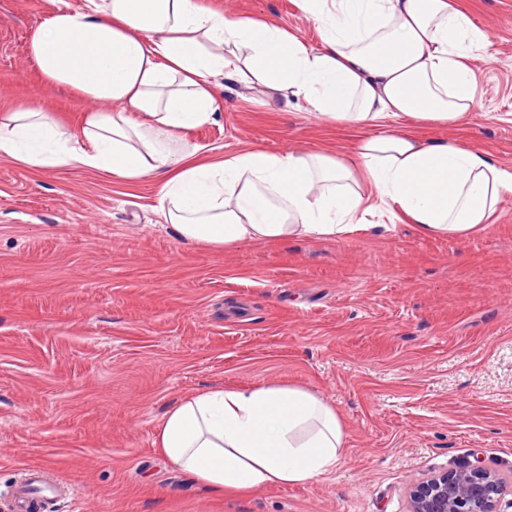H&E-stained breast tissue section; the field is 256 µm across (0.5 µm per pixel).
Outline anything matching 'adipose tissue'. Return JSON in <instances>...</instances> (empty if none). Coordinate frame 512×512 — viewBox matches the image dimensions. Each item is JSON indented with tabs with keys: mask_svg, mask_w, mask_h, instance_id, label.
I'll list each match as a JSON object with an SVG mask.
<instances>
[{
	"mask_svg": "<svg viewBox=\"0 0 512 512\" xmlns=\"http://www.w3.org/2000/svg\"><path fill=\"white\" fill-rule=\"evenodd\" d=\"M296 4L320 31L317 48L274 22L193 0L56 7L32 32L28 56L44 87H66L91 107L73 125L26 101L1 112L0 156L128 184L153 179L165 223L213 250L345 238L376 211L403 215L426 235L484 230L512 193V170L416 129L470 118L476 81L465 46L487 36L459 0ZM222 80L282 93L356 131L353 155L247 149L210 158L187 134L216 123ZM155 444L212 491L239 493L333 473L346 431L324 398L272 383L181 397Z\"/></svg>",
	"mask_w": 512,
	"mask_h": 512,
	"instance_id": "1",
	"label": "adipose tissue"
}]
</instances>
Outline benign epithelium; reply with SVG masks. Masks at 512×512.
<instances>
[{"label":"benign epithelium","instance_id":"1","mask_svg":"<svg viewBox=\"0 0 512 512\" xmlns=\"http://www.w3.org/2000/svg\"><path fill=\"white\" fill-rule=\"evenodd\" d=\"M500 474L478 462L416 480L409 512H503Z\"/></svg>","mask_w":512,"mask_h":512}]
</instances>
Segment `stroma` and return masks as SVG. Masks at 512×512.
<instances>
[{"label":"stroma","instance_id":"1","mask_svg":"<svg viewBox=\"0 0 512 512\" xmlns=\"http://www.w3.org/2000/svg\"><path fill=\"white\" fill-rule=\"evenodd\" d=\"M0 0V110L47 89L27 54L58 2ZM287 26L316 46L296 0H196ZM488 43L468 50L467 125L428 139L489 151L512 168V0H460ZM213 156L250 148L344 157L355 136L309 107L224 91L216 124L190 132ZM157 186L82 169L33 171L0 157V512L27 468L77 488L79 512H406L413 481L482 462L512 500V194L477 234H421L406 219L336 240L182 243ZM268 383L304 387L340 415L336 471L218 496L158 454L180 397Z\"/></svg>","mask_w":512,"mask_h":512}]
</instances>
